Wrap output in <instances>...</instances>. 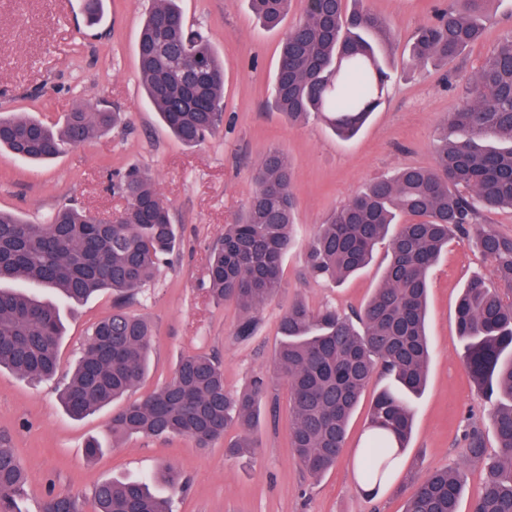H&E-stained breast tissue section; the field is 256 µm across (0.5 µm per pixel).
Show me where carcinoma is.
I'll return each mask as SVG.
<instances>
[{
  "instance_id": "obj_1",
  "label": "carcinoma",
  "mask_w": 512,
  "mask_h": 512,
  "mask_svg": "<svg viewBox=\"0 0 512 512\" xmlns=\"http://www.w3.org/2000/svg\"><path fill=\"white\" fill-rule=\"evenodd\" d=\"M353 6H348V3ZM489 0H448L422 26L409 51L415 65L454 59L485 28ZM290 0H251L267 29L278 28ZM392 32L363 0H311L284 35L273 79L276 111L291 124L320 114L335 133L353 137L385 98L391 72L382 48ZM139 78L165 126L193 146L224 125V65L188 27L177 0H153L137 43ZM119 112L79 106L63 120L0 117V150L43 162L121 123ZM436 163L405 167L369 183L318 225L304 251L303 275L339 283L365 268L387 242L382 284L357 311H314L297 300L281 318L276 351L291 393L289 442L313 477L336 464L349 420L378 371L395 386L380 390L369 410L361 482L376 489L412 433L409 396L423 389L429 360L427 274L453 236H470L491 261L493 278L472 277L456 306L458 334L471 378L496 401L493 420L499 454L472 512H512V236L481 228L488 215L512 209V34L486 57L438 127ZM246 212L212 249L211 298L232 300L242 312L236 337L255 335L260 307L281 288L283 256L295 243L291 167L277 149L259 162ZM129 199L121 224H106L79 208H64L32 224L0 211V283L24 279L82 303L108 289L112 315L94 325L64 385L61 400L74 417L103 408L140 386L148 369L152 331L125 311L175 249L176 225L152 179L133 168L115 184ZM63 323L59 309L35 294L0 287V370L24 378L51 377ZM267 391L257 377L233 394L214 356L188 354L174 377L112 416V438L178 435L207 448L235 425L241 437L232 456L255 448L249 436ZM468 459L484 460L481 433L468 438ZM157 479L183 487L163 465ZM464 468L437 470L412 487L405 512H458ZM23 472L6 436H0V512H19ZM95 512H170L166 498L145 481L106 479L93 490ZM43 512H81L75 500L51 497Z\"/></svg>"
}]
</instances>
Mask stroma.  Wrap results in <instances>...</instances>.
<instances>
[{
	"label": "stroma",
	"mask_w": 512,
	"mask_h": 512,
	"mask_svg": "<svg viewBox=\"0 0 512 512\" xmlns=\"http://www.w3.org/2000/svg\"><path fill=\"white\" fill-rule=\"evenodd\" d=\"M447 2L364 0L393 28L387 49L392 81L383 104L345 141L319 117L292 125L271 109L283 32L263 29L249 0H180L187 24L224 60V127L188 147L160 122L139 83L136 42L152 0H104V16L95 25L86 21L83 0H0V114L54 121L77 105L103 99L123 112L126 123L42 165L0 154V210L40 223L74 203L116 218L127 201L109 190L108 179L137 167L150 174L178 228V250L129 307L153 330L151 370L129 400L169 380L180 357L191 353L217 356L230 392L244 391L257 376L271 384L253 432L254 454L226 456V446L239 437L235 427L205 450L179 437L113 439L117 405L75 420L59 402V389L93 325L112 313V294L102 291L83 304L63 306L64 338L54 378L32 382L0 371V432L9 434L26 474L27 512H40L51 490L91 512L97 483L113 476L148 477L164 463L188 481L172 500L173 512H404L403 483H420L435 470L459 465L465 468L459 509L469 512L482 492L485 470L483 463L466 461L465 435L478 428L487 455L498 449L493 405L469 376L455 322L467 282L492 274L490 260L466 237L452 238L428 273L426 389L414 400L409 445L377 494L361 491L360 468L371 400L387 378L374 375L351 418L341 458L314 478L289 446L288 389L275 363L278 324L290 303L300 299L315 311L330 306L348 313L381 283V250L343 283L304 278L303 251L317 225L368 183L403 167L432 166L437 126L455 111L484 57L512 33V0H490L479 42L445 65L411 64L409 41L433 8ZM271 147L292 169L296 245L282 261L281 291L257 313V333L241 340L235 336L237 306L215 303L208 294V258L225 225L246 208L256 167ZM92 437L102 451L91 460L85 444Z\"/></svg>",
	"instance_id": "35a3bbf8"
}]
</instances>
